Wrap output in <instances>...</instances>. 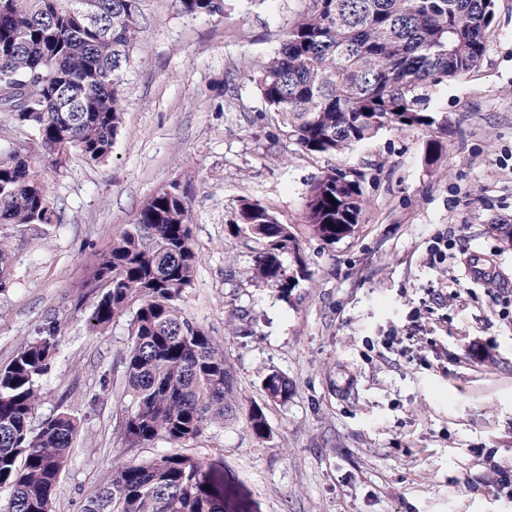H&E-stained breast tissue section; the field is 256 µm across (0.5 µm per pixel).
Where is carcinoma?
Returning a JSON list of instances; mask_svg holds the SVG:
<instances>
[{"instance_id": "carcinoma-1", "label": "carcinoma", "mask_w": 512, "mask_h": 512, "mask_svg": "<svg viewBox=\"0 0 512 512\" xmlns=\"http://www.w3.org/2000/svg\"><path fill=\"white\" fill-rule=\"evenodd\" d=\"M79 0H0V112L27 131L34 151L62 167L71 152L103 162L122 123L124 81L147 19L141 0H94L97 21ZM189 17H222L226 0H173ZM496 0H306L280 48L252 76L269 112L308 155H336L387 128L439 129L426 144L435 161L446 150L447 125H436L418 90L460 78L480 66ZM337 203H332V200ZM190 193L178 183L158 189L135 223L99 253L90 277L97 300L86 318L93 333L129 316L123 352L127 398L120 424L129 448L173 447L207 428L237 419L241 404L224 345L185 317L180 301L199 257L191 243ZM365 208L359 175L334 169L311 186L309 234L334 244L355 233ZM29 153L0 154V292L10 287L14 248L1 229L59 224ZM232 234L262 245L248 282L283 298L299 238L258 201H243ZM58 327L43 329L0 367V493L9 512H54L59 476L70 460L78 419L63 410L37 430L38 380L48 372ZM268 400L285 403L288 376L270 370ZM258 439L270 436L261 406L246 414ZM82 512H224V486L204 462L179 452L121 461Z\"/></svg>"}]
</instances>
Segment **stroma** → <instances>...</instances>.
Here are the masks:
<instances>
[{
    "instance_id": "1",
    "label": "stroma",
    "mask_w": 512,
    "mask_h": 512,
    "mask_svg": "<svg viewBox=\"0 0 512 512\" xmlns=\"http://www.w3.org/2000/svg\"><path fill=\"white\" fill-rule=\"evenodd\" d=\"M303 0H228L221 17L143 0L148 19L127 73L123 125L104 162L35 156L61 223L14 229L11 286L0 293V366L48 322L57 347L38 382L31 425L60 410L81 427L55 512H81L128 448L123 416L125 319L95 335L79 303L88 272L147 198L191 186L199 256L181 307L224 345L242 407L263 405L271 435L244 421L208 428L186 453L224 472V512H512V0H496L482 65L427 88L449 148L426 158L427 131L383 130L336 156L303 153L267 112L253 70L280 46ZM361 175L354 235L310 236L306 201L330 169ZM261 202L300 239L309 279L289 297L252 287L260 246L231 236L241 200ZM454 245L446 257L439 235ZM498 275L472 281L470 260ZM247 319L228 331L232 310ZM293 383L266 401L269 369Z\"/></svg>"
}]
</instances>
